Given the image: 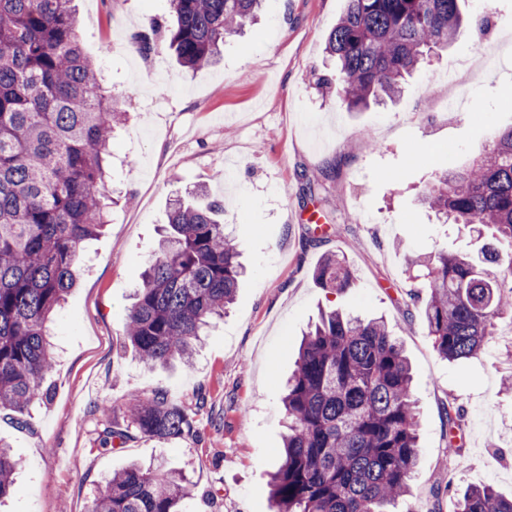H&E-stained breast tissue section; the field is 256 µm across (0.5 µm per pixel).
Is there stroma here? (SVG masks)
<instances>
[{
	"instance_id": "stroma-1",
	"label": "stroma",
	"mask_w": 512,
	"mask_h": 512,
	"mask_svg": "<svg viewBox=\"0 0 512 512\" xmlns=\"http://www.w3.org/2000/svg\"><path fill=\"white\" fill-rule=\"evenodd\" d=\"M84 51L126 121L112 139L113 205L83 246L78 284L54 320L48 396L24 422L0 411V439L22 465L0 512H86L113 471L137 460L185 472L187 512H270V474L286 432L282 397L298 345L320 310L384 318L404 346L420 411L418 465L400 512H448L450 497L490 484L512 495V319L476 358L449 363L422 315L426 289L408 262L435 249L478 257L486 245L418 203L436 172L463 166L512 125V0H463L489 36L463 27L407 78L395 102L350 112L315 86L325 41L346 0H264L261 19L225 42L219 59L181 67L164 46L153 65L130 34L169 19L167 0H73ZM467 63L457 86L448 65ZM455 92L458 111L442 113ZM376 150L364 148L365 140ZM329 171L307 186L303 172ZM206 184L246 267L234 303L191 367L147 369L123 342L131 296L157 249L174 196ZM345 255L356 286L323 290L314 270ZM200 402L192 432L136 436L103 449V420L125 425L134 392ZM462 413L448 449L446 412Z\"/></svg>"
}]
</instances>
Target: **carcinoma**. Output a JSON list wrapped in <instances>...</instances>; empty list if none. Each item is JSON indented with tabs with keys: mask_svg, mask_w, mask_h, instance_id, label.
<instances>
[{
	"mask_svg": "<svg viewBox=\"0 0 512 512\" xmlns=\"http://www.w3.org/2000/svg\"><path fill=\"white\" fill-rule=\"evenodd\" d=\"M164 43L178 64L215 61L224 40L253 22L261 0H169ZM461 0H348L326 41L335 72L318 85L347 110L394 100L435 48L461 23ZM72 0H0V410L22 413L46 396L54 363L51 327L76 284L82 244L101 232L112 204L106 169L112 127L125 120L99 79L100 62L77 35ZM155 23L135 36L155 48ZM419 202L444 224L500 245L479 262L438 250L411 261L428 288L423 314L438 356L476 357L496 319L512 318V126L462 170H442ZM222 204L170 200L171 232L158 246L128 310L124 338L150 368L190 365L195 347L236 297L243 267L217 219ZM322 288L355 287L344 255L324 256ZM412 369L381 319L332 310L303 338L282 399L288 420L281 461L270 479L272 512H391L419 456L420 422ZM126 427L105 422L104 448L140 434L165 440L193 428L190 409L164 393L135 394ZM19 459L0 444V498ZM191 484L162 465L112 474L87 512H185ZM448 512H512L492 486L452 499Z\"/></svg>",
	"mask_w": 512,
	"mask_h": 512,
	"instance_id": "carcinoma-1",
	"label": "carcinoma"
}]
</instances>
